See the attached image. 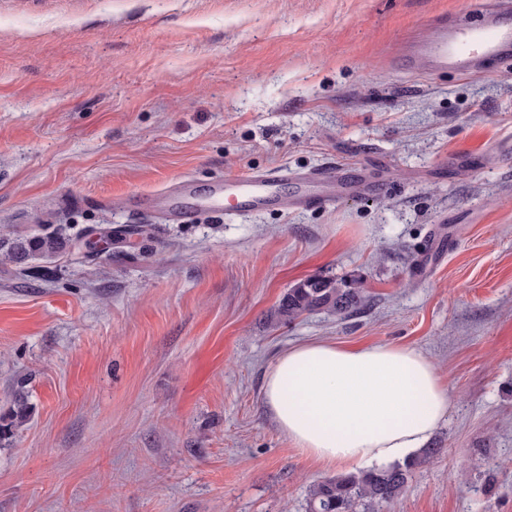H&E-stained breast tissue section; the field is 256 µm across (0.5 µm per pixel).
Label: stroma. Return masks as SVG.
<instances>
[{"instance_id":"1","label":"stroma","mask_w":512,"mask_h":512,"mask_svg":"<svg viewBox=\"0 0 512 512\" xmlns=\"http://www.w3.org/2000/svg\"><path fill=\"white\" fill-rule=\"evenodd\" d=\"M474 0H0V232L146 225L111 258L0 262V512H306L334 468L263 398L288 348L414 347L452 407L381 512H512V62L400 66ZM363 181L301 206L296 174ZM287 169L285 207L165 217L236 174ZM364 313L280 320L313 275ZM161 202L185 221L191 220L198 208L196 205L186 201L181 191L163 195ZM28 412L29 406L27 397L25 394L18 392L8 414H0V439L8 438L13 431V427H15L17 423H22L27 418Z\"/></svg>"}]
</instances>
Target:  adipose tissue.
<instances>
[{"mask_svg":"<svg viewBox=\"0 0 512 512\" xmlns=\"http://www.w3.org/2000/svg\"><path fill=\"white\" fill-rule=\"evenodd\" d=\"M264 402L303 454L358 473L425 448L451 397L437 365L414 347L313 341L276 359Z\"/></svg>","mask_w":512,"mask_h":512,"instance_id":"adipose-tissue-1","label":"adipose tissue"}]
</instances>
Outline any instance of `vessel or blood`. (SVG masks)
<instances>
[{"label":"vessel or blood","instance_id":"vessel-or-blood-1","mask_svg":"<svg viewBox=\"0 0 512 512\" xmlns=\"http://www.w3.org/2000/svg\"><path fill=\"white\" fill-rule=\"evenodd\" d=\"M477 21L448 13L433 17L431 33L408 41L400 54L403 66L424 61L432 73L454 72L462 76L483 73L489 62L512 60V0H478ZM284 174H244L215 184L208 196L211 206L228 214H251L271 210L281 203ZM310 182H339L342 193L353 191V176H337L335 168L314 170Z\"/></svg>","mask_w":512,"mask_h":512}]
</instances>
